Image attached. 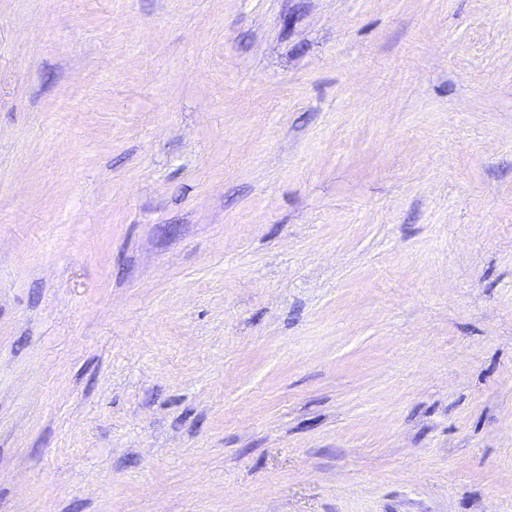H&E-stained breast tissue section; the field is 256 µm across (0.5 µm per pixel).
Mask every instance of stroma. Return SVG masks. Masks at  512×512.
<instances>
[{
    "label": "stroma",
    "instance_id": "obj_1",
    "mask_svg": "<svg viewBox=\"0 0 512 512\" xmlns=\"http://www.w3.org/2000/svg\"><path fill=\"white\" fill-rule=\"evenodd\" d=\"M0 512H512V0H0Z\"/></svg>",
    "mask_w": 512,
    "mask_h": 512
}]
</instances>
